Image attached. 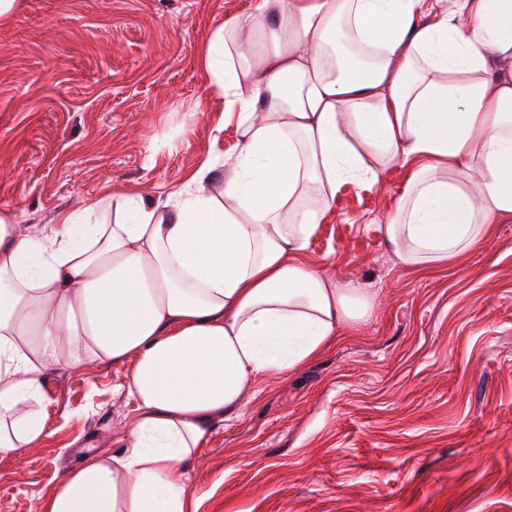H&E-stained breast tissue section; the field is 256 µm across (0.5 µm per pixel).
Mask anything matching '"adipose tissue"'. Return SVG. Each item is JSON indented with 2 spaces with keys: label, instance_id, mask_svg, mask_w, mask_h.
Returning <instances> with one entry per match:
<instances>
[{
  "label": "adipose tissue",
  "instance_id": "1",
  "mask_svg": "<svg viewBox=\"0 0 512 512\" xmlns=\"http://www.w3.org/2000/svg\"><path fill=\"white\" fill-rule=\"evenodd\" d=\"M512 0H251L200 62L242 145L203 175L22 231L0 210V457L47 431L51 369L133 359L123 448L67 469L40 512H196L188 464L214 417L374 312L301 255L347 184L393 167L385 226L407 268L443 267L512 215Z\"/></svg>",
  "mask_w": 512,
  "mask_h": 512
}]
</instances>
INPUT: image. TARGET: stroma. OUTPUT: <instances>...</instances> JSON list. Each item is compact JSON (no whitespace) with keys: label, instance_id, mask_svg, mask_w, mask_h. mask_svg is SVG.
<instances>
[{"label":"stroma","instance_id":"1","mask_svg":"<svg viewBox=\"0 0 512 512\" xmlns=\"http://www.w3.org/2000/svg\"><path fill=\"white\" fill-rule=\"evenodd\" d=\"M249 0H20L0 27V210L53 228L106 190L151 201L210 166L222 125L201 47ZM405 171L343 186L303 258L375 296L297 372L260 377L189 469L197 512H512V216L448 266L412 269L385 218ZM134 364L51 373L47 433L0 457V512H31L81 453L123 444Z\"/></svg>","mask_w":512,"mask_h":512}]
</instances>
